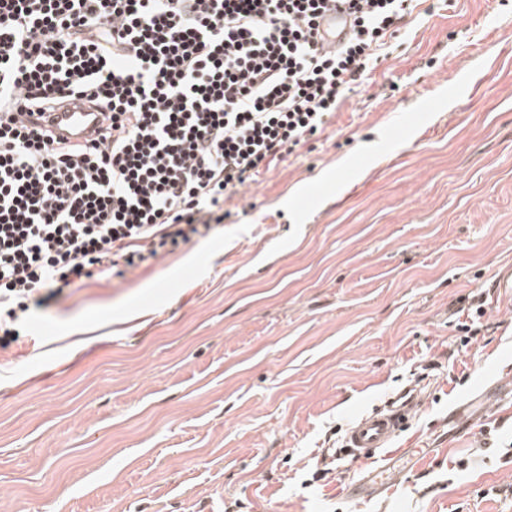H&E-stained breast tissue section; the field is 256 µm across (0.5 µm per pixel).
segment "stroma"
<instances>
[{"label": "stroma", "instance_id": "1", "mask_svg": "<svg viewBox=\"0 0 512 512\" xmlns=\"http://www.w3.org/2000/svg\"><path fill=\"white\" fill-rule=\"evenodd\" d=\"M424 6L213 235L64 289L0 348V512H512L489 493L512 483V413L447 419L473 380L512 373L491 286L512 269V0ZM477 289L483 328L458 355ZM414 383L394 445L422 469L354 502L366 464L345 454L306 486L322 448Z\"/></svg>", "mask_w": 512, "mask_h": 512}]
</instances>
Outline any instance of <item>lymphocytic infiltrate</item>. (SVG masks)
I'll return each instance as SVG.
<instances>
[{"label":"lymphocytic infiltrate","instance_id":"f902f5d3","mask_svg":"<svg viewBox=\"0 0 512 512\" xmlns=\"http://www.w3.org/2000/svg\"><path fill=\"white\" fill-rule=\"evenodd\" d=\"M0 0V344L66 287L134 272L325 129L420 0ZM103 108L89 143L41 120ZM322 43L327 48H338L341 46L351 31V17L344 9L331 6L322 14L319 25Z\"/></svg>","mask_w":512,"mask_h":512}]
</instances>
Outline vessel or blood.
I'll return each instance as SVG.
<instances>
[{"instance_id": "vessel-or-blood-1", "label": "vessel or blood", "mask_w": 512, "mask_h": 512, "mask_svg": "<svg viewBox=\"0 0 512 512\" xmlns=\"http://www.w3.org/2000/svg\"><path fill=\"white\" fill-rule=\"evenodd\" d=\"M319 30L321 42L325 47L341 46L350 34L351 18L344 9L337 6L329 7L320 19ZM50 122L56 134L83 139L93 133L97 115L84 105L71 103L59 112L53 113ZM477 397L482 401L497 398L512 402V380H487L481 385ZM421 406V399L413 395L399 404L379 406L363 414L348 429L347 448L359 458L374 459L378 452L392 445ZM413 469V464L405 462L395 467L374 468L351 485L349 494L355 500L371 499L393 488Z\"/></svg>"}]
</instances>
